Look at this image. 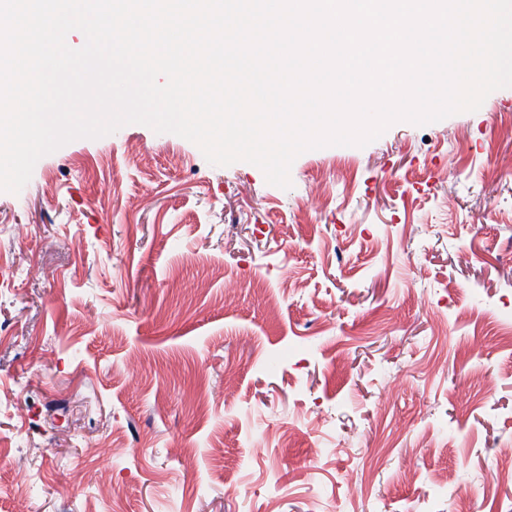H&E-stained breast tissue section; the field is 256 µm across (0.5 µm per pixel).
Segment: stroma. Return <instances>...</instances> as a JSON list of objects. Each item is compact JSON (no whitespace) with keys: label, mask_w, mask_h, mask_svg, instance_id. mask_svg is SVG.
Returning a JSON list of instances; mask_svg holds the SVG:
<instances>
[{"label":"stroma","mask_w":512,"mask_h":512,"mask_svg":"<svg viewBox=\"0 0 512 512\" xmlns=\"http://www.w3.org/2000/svg\"><path fill=\"white\" fill-rule=\"evenodd\" d=\"M509 115L305 152L288 189L140 124L42 157L0 192V512L35 458L26 512H512Z\"/></svg>","instance_id":"stroma-1"}]
</instances>
